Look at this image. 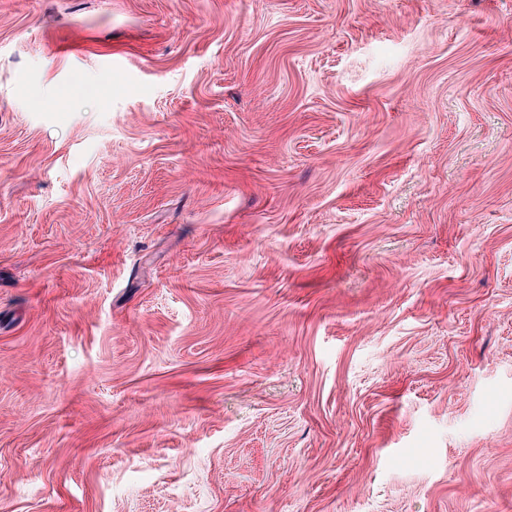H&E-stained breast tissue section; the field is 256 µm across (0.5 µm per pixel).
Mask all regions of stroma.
Returning a JSON list of instances; mask_svg holds the SVG:
<instances>
[{
  "label": "stroma",
  "instance_id": "35a3bbf8",
  "mask_svg": "<svg viewBox=\"0 0 512 512\" xmlns=\"http://www.w3.org/2000/svg\"><path fill=\"white\" fill-rule=\"evenodd\" d=\"M0 512H512V0H0Z\"/></svg>",
  "mask_w": 512,
  "mask_h": 512
}]
</instances>
